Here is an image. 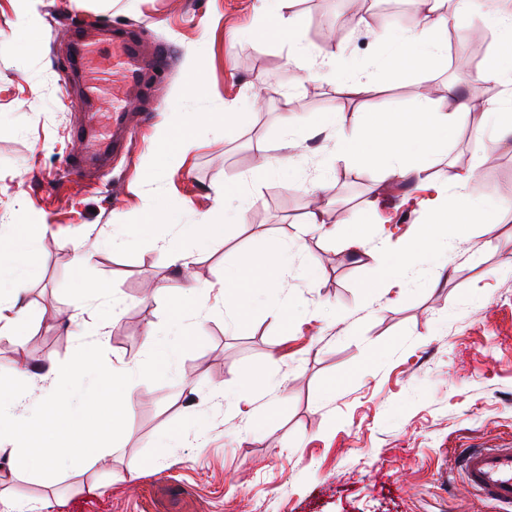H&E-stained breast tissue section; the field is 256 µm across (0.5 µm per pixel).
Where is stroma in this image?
<instances>
[{
	"label": "stroma",
	"instance_id": "35a3bbf8",
	"mask_svg": "<svg viewBox=\"0 0 512 512\" xmlns=\"http://www.w3.org/2000/svg\"><path fill=\"white\" fill-rule=\"evenodd\" d=\"M257 5L39 0L41 47L32 53L17 32L19 0H0V225H28L34 238L25 358L68 366L116 307L101 361L133 368L135 385L127 421L108 440L109 463L67 470L48 488L33 457L17 473L0 474V492L53 494L50 512H493L465 483L458 452L512 444V149L491 148L471 126H456L429 179L380 196L383 167L326 161L325 103L351 111L359 100L339 95L335 81L302 80L286 47L267 36ZM293 10L313 53L345 43L341 71L368 75L377 85L370 103L389 111L414 109L421 85L438 101L474 96L481 85L476 71L454 70L445 59L393 80L378 63L384 46L370 21L325 38L320 20L328 12L337 21L351 16L346 0H296ZM113 22L141 27L168 47L174 66L146 91V111L133 114L129 146L105 166L85 168L77 182L66 161L86 118L68 68L72 28ZM112 55L109 41L88 54L103 133ZM193 56L203 63L204 86L166 107ZM259 85L273 96L256 112L248 102ZM186 112L206 120L186 156H169ZM287 112L301 118L294 168L246 185L241 222L225 224L223 241L183 275L158 247L175 228L144 225L155 199L179 200L181 223L197 222L225 182L275 156ZM473 167L488 198L483 224L449 225L445 251L417 258L402 278L382 279L377 244L397 249L423 223L428 200L453 195L457 174ZM292 180L305 190H289ZM314 201L327 225L361 223L370 245L355 253L338 240L300 235ZM487 223L492 232H484ZM116 235L132 247L114 250ZM294 239L303 250L280 280L279 300L253 298L236 318L216 295L200 325L174 331L185 278L217 291L226 270ZM83 243L90 258L78 269ZM309 267L314 276H306ZM82 282L105 285L84 312ZM150 329L169 342L168 363L147 348ZM216 390L223 399H210ZM239 399L262 407L268 423L256 428L229 412ZM200 423L202 444L190 437ZM177 431L188 438L173 448L167 436ZM92 479L101 493L83 492Z\"/></svg>",
	"mask_w": 512,
	"mask_h": 512
}]
</instances>
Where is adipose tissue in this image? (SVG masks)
Returning <instances> with one entry per match:
<instances>
[{
	"mask_svg": "<svg viewBox=\"0 0 512 512\" xmlns=\"http://www.w3.org/2000/svg\"><path fill=\"white\" fill-rule=\"evenodd\" d=\"M294 0H260L261 11L270 16L273 26L270 37L278 39L288 48V57L299 60L308 57L301 30L290 10ZM424 13L416 29L404 30L388 36L389 47L386 65L391 73L412 76L426 63L448 53V30L452 27H478L493 32L495 48L485 57L479 77L486 82L501 85V102L478 105L470 101L458 102L455 108L432 99L425 87L417 89V105L411 112H361L353 111L347 121H339L335 103H328L322 113V125L333 127L334 159L350 160L362 164H385L390 176L421 178L435 164L443 147L442 130L478 118L476 133L493 129V148L504 143V132H512V70L505 69V59H512V13L499 11L493 0H454L452 8H445V0H422ZM455 197H438L430 223L420 225L416 234L401 251L395 264L390 265L389 277L402 274L410 257L435 247L439 233L446 224H475L481 217L474 205L479 189L475 171L458 174ZM180 204L157 198L149 215L152 224L177 225V237L163 241L162 249L172 264L188 269L193 263L196 249L222 240L224 226L213 215L206 214L199 224H177ZM33 240L26 231L0 234V280L11 284L7 295H0V335L9 338L15 346H22L23 327L27 324L26 309L21 303V293L30 273L26 256ZM300 251L297 244H289L274 258L251 257L248 263L224 274V309L240 314L246 307L242 296L231 291L233 284L248 280L254 291H268L279 296L275 282L278 276L292 267ZM97 339L84 353L82 359L65 371L50 369L43 374L45 383L40 400L47 417L44 425L58 437L50 448L32 449L22 444L24 435L33 430L32 421L18 413L24 392L14 384L0 385V449L7 451L10 463L35 456L40 458L42 473L47 483H54L61 470L98 462L111 455L103 436L121 429L132 404L131 391L113 396L109 402L107 418L103 425L88 424L71 400L72 393L81 390L88 375H95L103 385H111L114 377L126 375L123 367H102L98 350L107 342L105 325H98Z\"/></svg>",
	"mask_w": 512,
	"mask_h": 512,
	"instance_id": "obj_1",
	"label": "adipose tissue"
}]
</instances>
